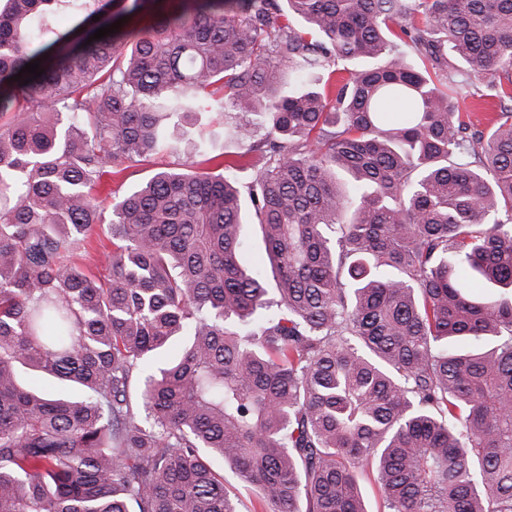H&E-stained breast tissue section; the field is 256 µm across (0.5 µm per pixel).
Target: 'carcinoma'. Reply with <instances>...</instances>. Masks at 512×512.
Wrapping results in <instances>:
<instances>
[{"mask_svg": "<svg viewBox=\"0 0 512 512\" xmlns=\"http://www.w3.org/2000/svg\"><path fill=\"white\" fill-rule=\"evenodd\" d=\"M145 3L0 0V512H238L217 460L272 512H367V468L385 512H512V0H171L84 44ZM199 94L264 129L251 182L104 221Z\"/></svg>", "mask_w": 512, "mask_h": 512, "instance_id": "cac0c4a2", "label": "carcinoma"}]
</instances>
